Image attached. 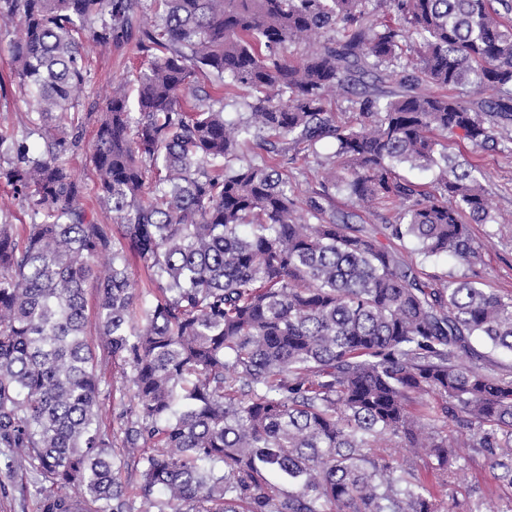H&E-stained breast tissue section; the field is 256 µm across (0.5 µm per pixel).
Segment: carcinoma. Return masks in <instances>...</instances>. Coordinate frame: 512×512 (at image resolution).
<instances>
[{"label": "carcinoma", "instance_id": "cac0c4a2", "mask_svg": "<svg viewBox=\"0 0 512 512\" xmlns=\"http://www.w3.org/2000/svg\"><path fill=\"white\" fill-rule=\"evenodd\" d=\"M159 2L157 31L143 0H0L37 115L0 126V180L30 218L19 234L0 214V448L93 512H131L125 448L140 451L136 512H441L425 474L449 482L479 457L512 489V373L474 344L512 353V295L481 287L469 226L497 218L444 143L512 131V0ZM134 36L147 65L81 116L83 40ZM364 76L355 120L328 109ZM85 117L110 224L66 162ZM312 157L302 199L288 164ZM339 194L391 215L365 232L331 208ZM384 238L467 273L423 279ZM101 358L127 368L119 436L100 426Z\"/></svg>", "mask_w": 512, "mask_h": 512}]
</instances>
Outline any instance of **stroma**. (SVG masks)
<instances>
[{"label": "stroma", "instance_id": "obj_1", "mask_svg": "<svg viewBox=\"0 0 512 512\" xmlns=\"http://www.w3.org/2000/svg\"><path fill=\"white\" fill-rule=\"evenodd\" d=\"M9 37L0 38V125H20L30 117L27 106L16 85L11 81V51ZM93 63L88 75L86 101L97 102L105 93L112 78L123 74L129 66L143 62L144 57L135 43L100 51L94 44H87ZM448 151L476 164L482 173V183L491 200L497 217L493 224H475L471 232L483 245L481 276L486 288L494 292L512 294V144L501 142L496 146L473 148L461 139L448 142ZM99 373L112 387L110 401L105 402L102 421L105 429L120 427L118 416L130 401V394L122 380L121 366L106 362ZM9 451L0 448V512H41V500L54 494L50 483L41 480L38 472L22 463L13 472H6ZM439 499L455 497L477 506L481 502L498 500L512 495V489L497 482L484 461H476L459 471L451 486L437 487Z\"/></svg>", "mask_w": 512, "mask_h": 512}]
</instances>
